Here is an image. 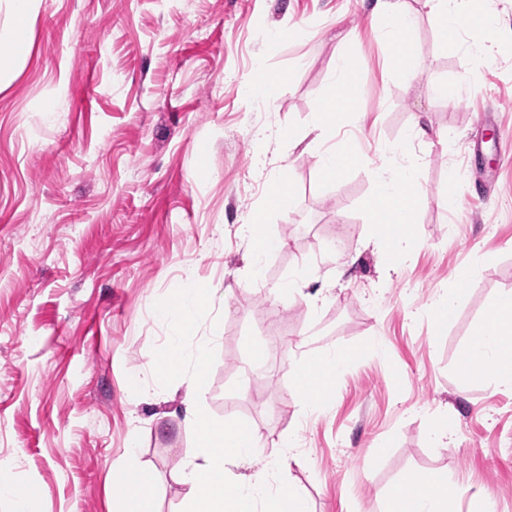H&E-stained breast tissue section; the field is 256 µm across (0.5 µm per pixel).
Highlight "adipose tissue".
<instances>
[{"label":"adipose tissue","mask_w":512,"mask_h":512,"mask_svg":"<svg viewBox=\"0 0 512 512\" xmlns=\"http://www.w3.org/2000/svg\"><path fill=\"white\" fill-rule=\"evenodd\" d=\"M441 34L460 30L468 33V51L477 61H485L489 47L498 36L496 0H426ZM40 0H11L10 16L0 25V43L11 45L10 55H0V85L12 75L17 61L27 53L28 25L37 14ZM371 19L380 22L391 49L396 70L407 71L414 56L412 17L404 0H374ZM338 113L318 110L314 127L318 142L309 146L318 155L320 169L326 180H335L346 157L363 163V154L353 153L349 146L321 151V140L332 136ZM429 135L423 119H415L409 135L400 143L384 148L391 159L389 165L375 174L376 190L369 212L373 224L405 223L415 211L414 199L406 195L407 186L419 181L420 158L417 143ZM210 289L190 282L174 289L166 303L158 309L159 317H173L182 326H190L196 311L210 303ZM498 318L493 328H479V340L462 352L459 368L467 376L478 371L490 372L495 383L512 387V290L500 294L493 307ZM208 343H200L194 354H187L180 335L167 337L150 350L143 366V375L156 379L181 368L193 360L192 384L204 390L207 382ZM182 421L198 434L194 451L187 454L180 476L189 486L188 495L172 512H309V503L300 488L288 482L287 459L268 460L263 468L241 477L233 468L261 455L247 428L213 421L194 402L184 404ZM452 498L442 496L438 484L430 482L421 496L401 498L395 493L385 497L384 512H453Z\"/></svg>","instance_id":"adipose-tissue-1"}]
</instances>
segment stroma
<instances>
[{
	"label": "stroma",
	"mask_w": 512,
	"mask_h": 512,
	"mask_svg": "<svg viewBox=\"0 0 512 512\" xmlns=\"http://www.w3.org/2000/svg\"><path fill=\"white\" fill-rule=\"evenodd\" d=\"M371 5L41 0L28 54L0 89V461L33 490L30 512H113L112 466L132 441L156 512H170L188 492L176 470L196 434L167 414L188 398L252 429L268 459L297 432L306 462L287 477L311 512H383L385 493L414 475L436 479L460 512L479 501L512 512V388L458 367L512 290V154L499 159L478 127L485 113L512 132V0H499L502 34L479 65L442 40L424 0H406L416 54L405 75L389 68ZM296 23L306 35L288 38ZM348 54L362 94L336 138L366 162L332 183L307 146ZM260 64L291 84L247 95ZM446 84L458 104L437 94ZM419 113L431 136L417 148V244L389 274L369 222L374 173ZM283 128L292 145L276 141ZM276 176L294 205L269 212L282 245L258 258L243 226ZM474 176L492 181L490 203L469 197ZM305 265L325 296L315 308L276 291ZM189 278L213 290L186 338L214 339L205 390L194 393L188 364L130 390L174 330L158 306ZM458 287L453 318L437 322L431 303ZM329 351L342 363L313 411L289 368ZM443 412L453 436L438 445Z\"/></svg>",
	"instance_id": "stroma-1"
}]
</instances>
